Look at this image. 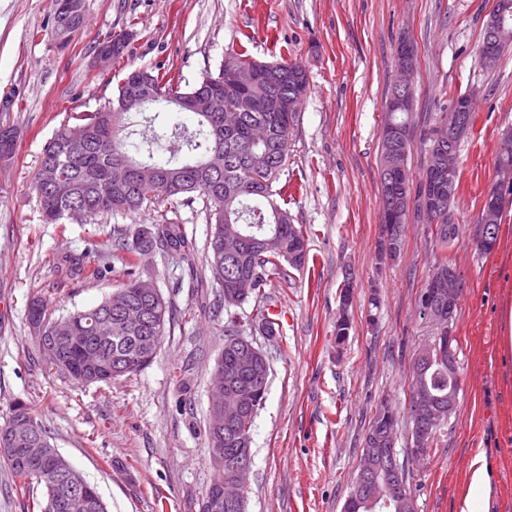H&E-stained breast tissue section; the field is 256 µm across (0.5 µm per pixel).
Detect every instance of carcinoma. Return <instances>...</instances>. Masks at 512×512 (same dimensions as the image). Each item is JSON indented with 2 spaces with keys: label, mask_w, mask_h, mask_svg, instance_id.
I'll list each match as a JSON object with an SVG mask.
<instances>
[{
  "label": "carcinoma",
  "mask_w": 512,
  "mask_h": 512,
  "mask_svg": "<svg viewBox=\"0 0 512 512\" xmlns=\"http://www.w3.org/2000/svg\"><path fill=\"white\" fill-rule=\"evenodd\" d=\"M490 17L512 30V0H497ZM255 62L241 54L230 55L221 64L218 75L202 74L196 85L188 90L192 94L208 82L230 69L252 68ZM278 81L273 83L258 79L249 86L254 102L250 112H195L197 129L191 130L184 123L168 126L159 121L166 111L163 95L173 89L182 91L181 81L166 72L154 73L142 68L126 74L118 84L115 99L108 100L92 112H71L67 122L43 146L40 169L54 171L62 182V190L51 192L40 181L34 182L42 216L48 223L61 221L72 209L83 210L90 219L108 220L116 211L134 213L152 198L184 197L194 201L199 195L206 202V222L210 226L206 261L214 280L224 288V313L232 316V309L242 306L250 298L262 297V290L269 277H288L283 263L293 268L304 265L307 259L306 239L301 227L291 223L288 212L272 196L288 195V188L273 192L272 183L284 166L288 155V129L279 104H292L297 111L302 100L298 89L308 83V75L300 66L283 62L272 65ZM146 73L152 84L153 96L143 107L125 103L132 77ZM386 110L396 130L393 146L409 154L411 151L410 103L402 105L389 101ZM425 180L415 194L416 211L428 214L429 200L436 194L448 200V193H457L459 179L448 187V179L437 173L438 153L448 146V112L437 116L426 138ZM17 146L16 132L0 127V153L11 157ZM150 167L158 175L150 187L139 185L133 178L134 170ZM264 174L265 182L254 179ZM381 223L389 224L394 213H399V223H408L407 191L403 182L380 177ZM117 247L129 253L123 259L134 265L131 254L159 246L165 250L189 255L192 241L178 224H163L152 230L138 229L134 245L126 243V231L112 228ZM459 233V225L448 224V205L438 213L434 238L437 248L436 261L428 277L421 298L432 297L436 283L448 278V247ZM102 275L100 268L87 267L80 260L69 261L66 276L85 281ZM142 278L130 277L119 289L90 309H75L62 315L41 299H34L29 307L37 308L43 327L55 335H63L66 327L85 323L93 316L112 314V337L97 347L107 363L126 365V373L134 374L147 368L155 358L154 353L141 354V346L151 341L159 344L166 333L169 321L167 302H162L159 324L151 322L132 329L122 321L123 311L138 303V290ZM448 337L441 335V328L431 343L435 344L433 362L418 376L419 395L431 400L448 420V391L459 388L458 375L448 374ZM248 340L235 332L224 335V390L238 393L250 392L254 399L252 412L242 419L225 425L220 431L213 428L212 417H207V434L216 452L232 454L242 448H251V429L258 411L265 403L270 365L257 360L253 367L239 365L238 358L247 349ZM64 365L59 367L67 376L79 359V352L66 343L59 344ZM394 412L388 404H381L370 421L366 444L377 448L389 447L393 431ZM13 476L27 492L38 487L41 496L28 499L26 512H107L103 499L77 493L65 474L54 471L48 463L24 465L14 455L3 456ZM372 472L383 489H388L397 479V473L388 463H373ZM413 494L408 497H388V501L370 504L358 493H353L346 512H412Z\"/></svg>",
  "instance_id": "cac0c4a2"
}]
</instances>
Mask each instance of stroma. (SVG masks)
Masks as SVG:
<instances>
[{
  "label": "stroma",
  "instance_id": "obj_1",
  "mask_svg": "<svg viewBox=\"0 0 512 512\" xmlns=\"http://www.w3.org/2000/svg\"><path fill=\"white\" fill-rule=\"evenodd\" d=\"M496 0H85V25L66 46L54 37V0H0V127L17 132L0 159V426L22 410L105 500L108 512H199L217 475L206 431L212 370L224 348V304L205 261L210 228L201 201L170 199L121 212L112 224L174 222L195 243L184 257L158 248L136 256L169 305L152 364L109 383L82 385L41 353L27 309L44 299L62 314L96 306L126 282L115 242L97 221L44 223L33 190L42 148L69 113L115 99L138 68L168 70L192 87L227 55L282 60L308 73L274 188L296 186L287 210L302 227L308 260L272 279L263 304L276 334L258 327L253 303L238 308L239 334L269 360L263 408L252 431L248 512H343L377 407L398 419L397 450L410 445L413 355L435 327L418 298L435 263L434 227L410 214L398 259L381 247L379 142L401 39L417 47L413 75V183L425 168L434 118L461 93L474 124L458 153L448 261L462 291L453 324L459 378L455 410L426 455L410 466L418 512H460L470 464L484 456L489 512H512V355L499 351L498 312L512 302V194L498 239L479 249L485 197L502 175L512 133V47L485 69L478 44ZM131 35L123 59L101 62L105 36ZM111 264L86 282L65 278L67 258ZM353 282L351 327L336 342L340 295ZM378 307H371L370 297Z\"/></svg>",
  "mask_w": 512,
  "mask_h": 512
}]
</instances>
